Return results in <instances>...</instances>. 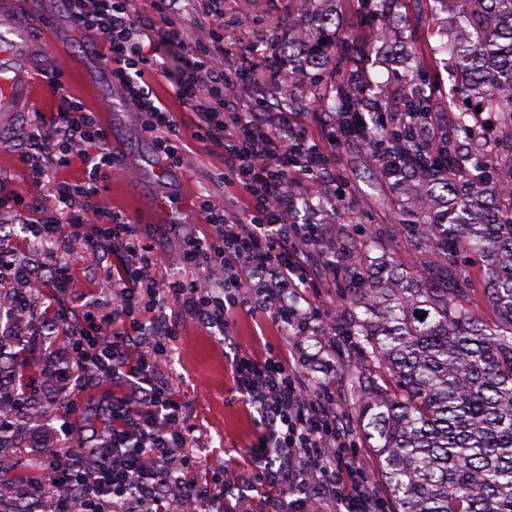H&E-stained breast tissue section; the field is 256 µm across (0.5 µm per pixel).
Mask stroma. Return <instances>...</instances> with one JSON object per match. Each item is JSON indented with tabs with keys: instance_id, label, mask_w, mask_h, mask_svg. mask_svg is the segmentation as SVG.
<instances>
[{
	"instance_id": "obj_1",
	"label": "stroma",
	"mask_w": 512,
	"mask_h": 512,
	"mask_svg": "<svg viewBox=\"0 0 512 512\" xmlns=\"http://www.w3.org/2000/svg\"><path fill=\"white\" fill-rule=\"evenodd\" d=\"M173 10L186 26L183 47L157 45L161 61L170 70L186 68L198 43H208L215 61L227 68L248 67L263 58H276L278 72L259 85L237 86L235 100L239 109L248 110L254 100L278 103L282 75L293 74L295 92L290 111L301 113L310 135L322 138L320 113L322 104L310 92L314 69L291 72L283 52L298 31L316 35L309 19H297L291 0H224L223 39L210 40L213 20L204 0H175ZM336 38L329 43L327 56L331 62L323 76L324 85L342 82L337 64L346 54L348 37L360 34L377 40L375 50L364 62L365 69L386 95L407 93L405 76L415 71L418 79L436 83L439 90L433 110L445 123L455 118L457 85L451 76L442 50L455 32L451 14L431 11L428 0H386L377 13H367L361 0H336ZM157 94L174 112L186 144L182 162L170 163L171 178L156 183L151 167L161 157L152 146V138L144 132L138 112H116L112 115V175L107 204L139 224L143 237L160 253L162 263L157 279L178 274L191 279L197 272L177 262L181 236L191 230L206 236L209 228L199 211L204 196H212L233 213L241 209V191L224 182V149L210 139L196 138L198 115L190 107L170 96L171 87L164 78L151 77ZM331 174L350 182L353 196L349 206L336 213H314L312 207H299L292 218L306 221L317 216L326 226V237L337 248H348L344 269L338 270L329 286L323 289L315 305L324 327H331L347 317L353 293L349 274L369 268L381 254H389L404 267L420 268L422 256L414 243L405 238L397 223V212L404 197L382 175L371 155L352 144L331 153ZM166 193L181 198L184 212L165 216L155 211L156 194ZM0 196L24 199L33 214L54 208L56 200L51 185H33L25 168L11 151L0 148ZM81 242L71 244L70 251L57 252L56 259L73 267L68 286L69 299L82 302L107 300L112 286L104 274L92 273L80 262ZM167 313L175 322L179 337L169 355V378L179 395L188 425L193 429L194 446L189 454L195 462L194 477L199 483L210 482L215 464L230 461L235 472L249 478L251 466L248 448L257 444L265 431L254 409L246 406L235 388L230 368L231 351L217 330L206 327L187 314L176 303ZM233 336L242 348L262 355L269 351H287L289 344L271 319L247 310H239L232 327ZM336 367L328 373L310 375L312 385H326L335 390L338 402L350 428H357V392L348 369L352 352L347 337L336 339Z\"/></svg>"
}]
</instances>
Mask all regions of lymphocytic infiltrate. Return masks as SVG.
<instances>
[{
	"label": "lymphocytic infiltrate",
	"mask_w": 512,
	"mask_h": 512,
	"mask_svg": "<svg viewBox=\"0 0 512 512\" xmlns=\"http://www.w3.org/2000/svg\"><path fill=\"white\" fill-rule=\"evenodd\" d=\"M171 2L151 0V23L134 15L131 0H67V10L77 30L101 39L99 55L144 130L153 134L156 152L176 161L183 139L175 114L147 81L167 74L157 43L185 44L186 29L173 16ZM264 78L256 67L228 74L201 44L185 77L172 81L173 96L197 112L206 138L223 146L226 178L244 196L237 216L214 200L200 201L209 235H185L180 253L182 266L200 271V278L158 281L152 276L161 261L155 247L145 242L139 225L104 201L112 168L109 133L96 113L66 91L64 72L48 77L57 109L51 133H32L11 150L37 185L77 158L82 173L56 184L59 210L33 220L21 198L0 197V212L16 213L25 232L54 249L81 241L83 261L111 279L112 297L92 305L63 304L68 265L50 262L38 269L0 246V287L14 289L11 309L0 308V334L23 350L40 349L42 378L40 388L22 386L14 366H0V439L23 431L32 401L53 410L46 427L32 436L41 450L34 466L42 477L21 487L19 499L50 502V512H180L186 502L192 512H254L252 497L241 493L232 469L223 468L222 478L204 487L189 478L193 430L167 373L178 331L166 308L175 302L218 329L228 344L232 316L242 308L271 318L293 341L291 356H258L239 348L231 364L239 393L265 426L249 454L261 485L276 492L268 501L273 512H312L324 505L385 512L335 392L312 387L306 374L315 359L327 370L334 365V343L313 355L305 351V340L319 331L318 313L300 309L299 300L326 286V273L336 269V250L326 244L321 223L296 224L289 215L307 201L329 166L325 141H355L373 150L379 162L414 149L437 154L444 150L439 124L434 113L408 111L405 98H387L366 107L360 115L364 132L352 139L341 132L336 115H328L321 142L299 117L270 111L265 101H256L249 112L236 109L229 95L233 86ZM384 109L396 111V128L379 129ZM115 255L122 258L116 267L108 263ZM35 292L46 297L45 309H33ZM59 327L67 330L61 347L54 336ZM100 381L122 391L106 409V428L86 438L78 429L79 397ZM61 403L67 406L62 413L56 410Z\"/></svg>",
	"instance_id": "obj_1"
}]
</instances>
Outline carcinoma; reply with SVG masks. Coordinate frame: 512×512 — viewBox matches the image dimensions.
Wrapping results in <instances>:
<instances>
[{
	"mask_svg": "<svg viewBox=\"0 0 512 512\" xmlns=\"http://www.w3.org/2000/svg\"><path fill=\"white\" fill-rule=\"evenodd\" d=\"M435 2L469 25L447 51L473 106L443 136L469 137L487 115L502 138L479 144L466 160L448 152L430 165L412 155L390 162L391 171L417 169L403 194L435 202L404 203L400 221L419 252L436 261L404 275L382 257L376 275L353 273L368 288L354 298L340 335L353 341L357 417L394 512H512V189L501 187L502 177L512 179V0ZM348 49L357 91L339 84L321 101L344 132L360 133L358 96H377L380 86L359 71L370 46L353 37ZM322 58L319 44L288 45L293 71L319 69ZM411 94L412 111L432 110L424 85ZM462 247L482 260L490 322L471 306Z\"/></svg>",
	"mask_w": 512,
	"mask_h": 512,
	"instance_id": "obj_1",
	"label": "carcinoma"
}]
</instances>
